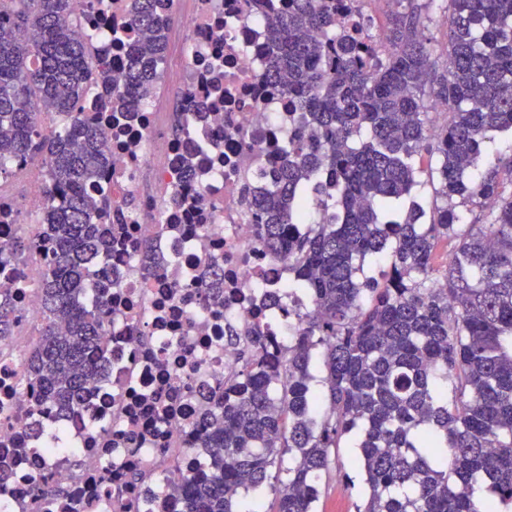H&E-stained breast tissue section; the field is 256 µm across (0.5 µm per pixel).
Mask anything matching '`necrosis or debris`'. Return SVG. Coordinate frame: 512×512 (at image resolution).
<instances>
[{
    "instance_id": "necrosis-or-debris-1",
    "label": "necrosis or debris",
    "mask_w": 512,
    "mask_h": 512,
    "mask_svg": "<svg viewBox=\"0 0 512 512\" xmlns=\"http://www.w3.org/2000/svg\"><path fill=\"white\" fill-rule=\"evenodd\" d=\"M134 0H79L77 32L96 36V55L122 80L125 49L112 35L130 27ZM185 25L168 30L167 64L157 72V93L139 109L109 124L99 89L88 90L82 110L105 124L103 148L112 164L100 173L112 194L94 220L108 224L121 242L108 258L112 314L108 346L110 382L91 389L92 411L66 415L35 412L37 392L21 386L30 347L28 326L41 320L37 273L0 265V288L15 311L13 332L0 338V512H34L28 487L47 474L58 490L51 512H121L148 506L137 473L151 472L180 484L202 472L194 447L200 404L238 366L230 331L270 325L275 346L288 345V323L272 321L257 284L283 285L288 263L261 246L259 227L243 215L245 190L262 192L265 170L295 126L281 92L267 82L265 24L247 0H183ZM181 92L180 108L192 116L183 137L165 135L169 122L165 87ZM206 145L194 176H185L182 155ZM27 184L17 200L8 180ZM48 201L42 166L23 158L0 177V243L26 237L39 256L50 248L41 224H24ZM167 263L151 277L139 271L143 248ZM224 270L220 305L204 303L197 289L211 260ZM61 428L68 453L48 450L24 427L27 419ZM177 466H170V459Z\"/></svg>"
}]
</instances>
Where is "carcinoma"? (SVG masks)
<instances>
[{
	"mask_svg": "<svg viewBox=\"0 0 512 512\" xmlns=\"http://www.w3.org/2000/svg\"><path fill=\"white\" fill-rule=\"evenodd\" d=\"M124 89L75 35L77 0H0V174L13 158L45 155L49 204L40 223L54 246L37 283L41 337L22 385L41 403L88 410L87 385L107 371L109 288L95 285L112 226L93 213L104 132L87 123L88 87L126 112L147 102L165 60L172 14L135 0ZM267 29L269 78L298 126L268 187L254 199L263 248L288 260L296 334L286 350L257 323L239 367L201 407L195 447L208 474L169 485L139 474L149 498L180 495L185 512H261L241 500L268 487L269 512H317L318 478L349 434L350 465L365 476L356 512H512V152L486 156L512 135V0H447L448 63L425 36L436 0L397 15L381 36L345 0H247ZM448 105L431 132L426 100ZM69 123L60 131L48 121ZM436 155L441 204L411 201L416 157ZM328 210L311 223L307 202ZM493 203L484 222L471 208ZM451 246L435 266L439 243ZM27 245L0 244V263L24 264ZM223 272L202 282L214 302ZM14 328L0 297V337ZM322 356L325 388L310 367ZM485 488L482 500L475 487Z\"/></svg>",
	"mask_w": 512,
	"mask_h": 512,
	"instance_id": "cac0c4a2",
	"label": "carcinoma"
}]
</instances>
